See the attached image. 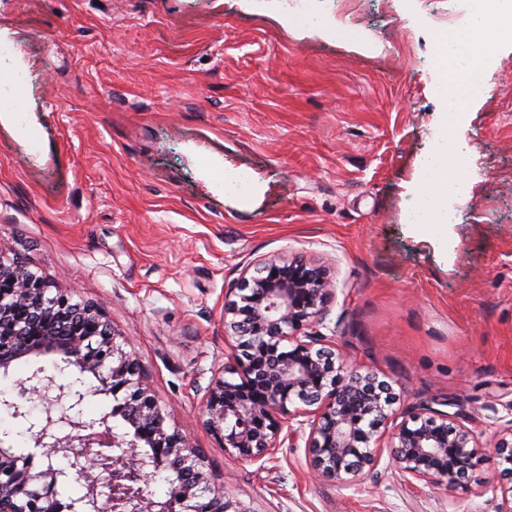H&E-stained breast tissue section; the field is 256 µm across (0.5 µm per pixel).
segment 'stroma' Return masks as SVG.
Here are the masks:
<instances>
[{"label":"stroma","mask_w":512,"mask_h":512,"mask_svg":"<svg viewBox=\"0 0 512 512\" xmlns=\"http://www.w3.org/2000/svg\"><path fill=\"white\" fill-rule=\"evenodd\" d=\"M436 30L399 0H356L337 30L282 0H0V42L19 46L0 89L27 78L0 119V255L132 338L168 424L246 512H489L488 441L452 491L393 468L340 486L300 447L239 462L198 415L225 292L256 260L302 255L336 278L321 333L396 411L434 398L512 419V39L467 116L469 191L442 240L404 220L446 109ZM228 168L252 175L246 195L225 193Z\"/></svg>","instance_id":"obj_1"}]
</instances>
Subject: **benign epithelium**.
Returning a JSON list of instances; mask_svg holds the SVG:
<instances>
[{"mask_svg":"<svg viewBox=\"0 0 512 512\" xmlns=\"http://www.w3.org/2000/svg\"><path fill=\"white\" fill-rule=\"evenodd\" d=\"M336 297V280L302 258L262 259L224 295V366L203 389L204 426L236 460L257 464L303 440L309 472L353 485L383 453L401 473L444 489L472 474L485 433L427 401L410 406L386 433L398 397L378 375L351 366L335 342L314 331ZM58 356L78 377L66 383L39 366L0 396V409L28 424L36 454L0 437V512H58L59 486L76 480L70 512H248L216 491L192 438L166 422L130 340L102 308L52 291L37 272L0 256V371L28 357ZM110 395L112 414L83 417L87 395ZM121 416L129 431L108 424ZM301 418L298 426L292 420ZM493 447L512 477V420L493 429ZM69 460L57 468L53 459ZM165 474L156 497L151 478Z\"/></svg>","mask_w":512,"mask_h":512,"instance_id":"1","label":"benign epithelium"}]
</instances>
